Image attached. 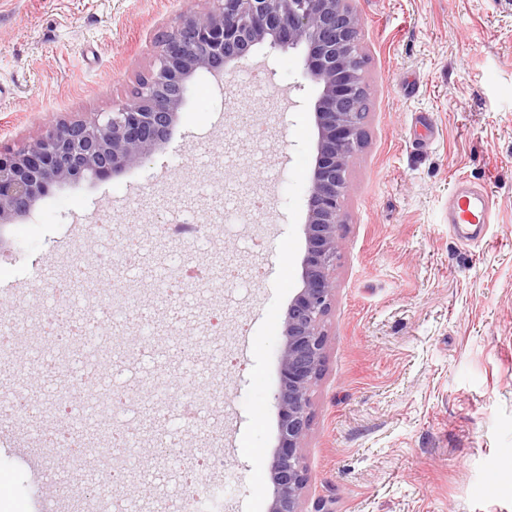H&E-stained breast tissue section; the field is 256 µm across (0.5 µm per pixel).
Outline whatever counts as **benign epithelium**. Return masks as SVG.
<instances>
[{
    "mask_svg": "<svg viewBox=\"0 0 512 512\" xmlns=\"http://www.w3.org/2000/svg\"><path fill=\"white\" fill-rule=\"evenodd\" d=\"M162 36L152 67L111 112L52 125L18 149L0 148V223L31 210L54 185L106 178L145 164L164 144L197 71L232 78L256 45L303 48L302 76L319 85L313 105L316 158L309 176L302 288L284 321L280 354L279 449L271 461L268 512H304V449L311 393L323 371V329L336 292L334 271L349 194V162L366 113L361 28L353 0H212Z\"/></svg>",
    "mask_w": 512,
    "mask_h": 512,
    "instance_id": "1",
    "label": "benign epithelium"
}]
</instances>
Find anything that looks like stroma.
Listing matches in <instances>:
<instances>
[{
  "label": "stroma",
  "mask_w": 512,
  "mask_h": 512,
  "mask_svg": "<svg viewBox=\"0 0 512 512\" xmlns=\"http://www.w3.org/2000/svg\"><path fill=\"white\" fill-rule=\"evenodd\" d=\"M208 0H0V146L18 148L61 120L108 112L151 67L162 34ZM370 110L349 166L336 297L324 320L321 379L304 452L305 512H512V0H355ZM267 91H257L254 75ZM317 84L301 52L255 46L231 82L201 70L168 141L143 165L50 188L30 213L0 226V321L39 336L50 305L39 271L59 282L73 259L98 268L84 227L112 224L114 244L141 239L135 270L113 266L101 294L141 290L126 327L99 335L159 350L214 343L189 368L178 411L213 391L221 461L203 487L205 512H267L279 445L283 321L302 286L308 178L316 156ZM485 185L493 222L462 244L448 227L456 183ZM246 215L235 233L217 218ZM191 234L158 233L175 211ZM214 255L246 286L163 298L160 276L185 255ZM203 430L155 423L143 447L172 441L159 468H141L122 495L135 512H174L180 466ZM34 431L0 419V512H72L46 491L101 484L95 460L60 469L45 451L35 474L16 448ZM259 456H251V449Z\"/></svg>",
  "instance_id": "35a3bbf8"
}]
</instances>
